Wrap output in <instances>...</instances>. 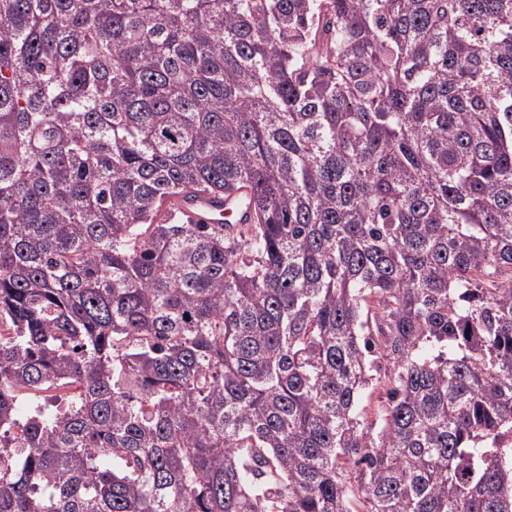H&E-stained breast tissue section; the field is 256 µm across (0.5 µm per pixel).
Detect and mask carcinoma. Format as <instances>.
<instances>
[{
  "label": "carcinoma",
  "mask_w": 512,
  "mask_h": 512,
  "mask_svg": "<svg viewBox=\"0 0 512 512\" xmlns=\"http://www.w3.org/2000/svg\"><path fill=\"white\" fill-rule=\"evenodd\" d=\"M0 319V512H512V0H0ZM248 204L245 200L234 196L226 199H215L214 196L201 193L191 202L179 201L176 204L178 211L195 224H224L227 219L235 214L237 222L246 212ZM236 222V223H237Z\"/></svg>",
  "instance_id": "obj_1"
}]
</instances>
